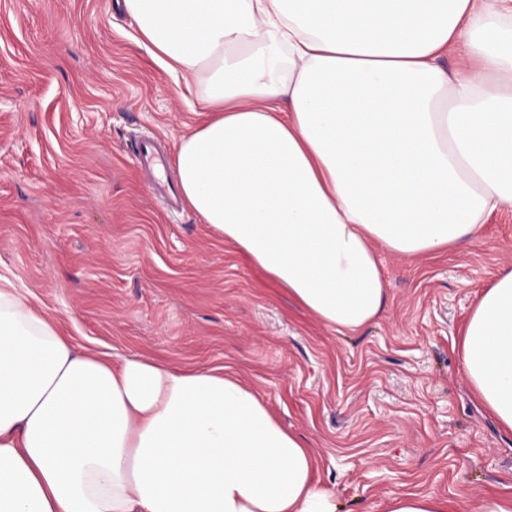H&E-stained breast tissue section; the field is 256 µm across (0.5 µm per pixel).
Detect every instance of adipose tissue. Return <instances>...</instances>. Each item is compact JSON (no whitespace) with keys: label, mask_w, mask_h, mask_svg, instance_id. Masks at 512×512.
<instances>
[{"label":"adipose tissue","mask_w":512,"mask_h":512,"mask_svg":"<svg viewBox=\"0 0 512 512\" xmlns=\"http://www.w3.org/2000/svg\"><path fill=\"white\" fill-rule=\"evenodd\" d=\"M123 8L211 114L177 152L186 205L326 327L380 316V252L465 249L512 206V0ZM460 355L512 431V267ZM316 453L236 376L78 350L0 275V512H336Z\"/></svg>","instance_id":"ef3b65f1"}]
</instances>
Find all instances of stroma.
Segmentation results:
<instances>
[{
	"label": "stroma",
	"mask_w": 512,
	"mask_h": 512,
	"mask_svg": "<svg viewBox=\"0 0 512 512\" xmlns=\"http://www.w3.org/2000/svg\"><path fill=\"white\" fill-rule=\"evenodd\" d=\"M121 0H0V271L80 349L237 374L317 448L336 512L413 492L480 512L512 488V432L477 402L459 331L512 266V207L467 250L382 253L380 317L319 323L192 210L167 213L130 157L207 120L139 45Z\"/></svg>",
	"instance_id": "1"
}]
</instances>
